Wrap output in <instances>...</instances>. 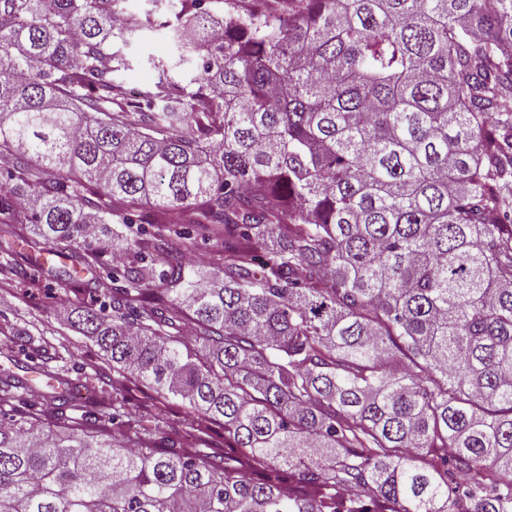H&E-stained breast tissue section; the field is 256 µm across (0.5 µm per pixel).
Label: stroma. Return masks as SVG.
I'll list each match as a JSON object with an SVG mask.
<instances>
[{
	"label": "stroma",
	"instance_id": "obj_1",
	"mask_svg": "<svg viewBox=\"0 0 512 512\" xmlns=\"http://www.w3.org/2000/svg\"><path fill=\"white\" fill-rule=\"evenodd\" d=\"M174 50L172 38L162 31L145 32L132 39L127 51L134 59V66L124 76L127 85L140 87L156 81L157 74L147 65V58L164 59ZM26 271L32 289L21 290L0 281V374L9 371L27 378L23 398L39 407L48 392L45 379L32 372L30 361L19 354L17 345L5 339V329L25 328L42 340L61 346L60 356L52 366L71 382L90 381L95 371L105 368L106 363L95 343L68 325L63 292L53 288L49 274L31 265Z\"/></svg>",
	"mask_w": 512,
	"mask_h": 512
}]
</instances>
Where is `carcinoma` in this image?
I'll list each match as a JSON object with an SVG mask.
<instances>
[{"label": "carcinoma", "mask_w": 512, "mask_h": 512, "mask_svg": "<svg viewBox=\"0 0 512 512\" xmlns=\"http://www.w3.org/2000/svg\"><path fill=\"white\" fill-rule=\"evenodd\" d=\"M220 3L0 0V277L61 263L112 362L83 427L69 382L0 411V512H512V0H263L216 37ZM144 29L176 58L132 99ZM178 401L216 452L173 447Z\"/></svg>", "instance_id": "carcinoma-1"}]
</instances>
